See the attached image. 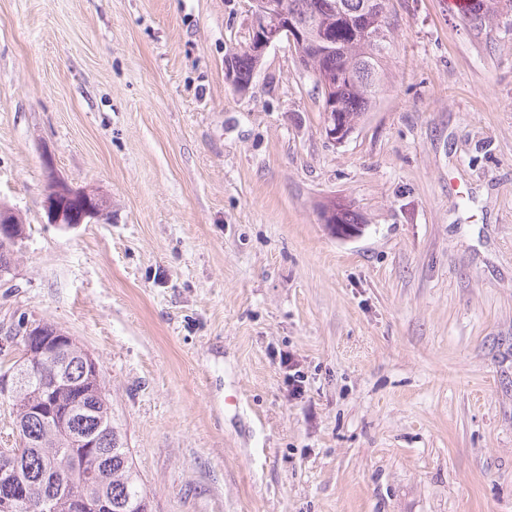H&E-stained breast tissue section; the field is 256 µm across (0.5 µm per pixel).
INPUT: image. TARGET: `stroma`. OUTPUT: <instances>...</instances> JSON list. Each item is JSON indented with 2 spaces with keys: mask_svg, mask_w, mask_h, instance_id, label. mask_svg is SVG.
Masks as SVG:
<instances>
[{
  "mask_svg": "<svg viewBox=\"0 0 512 512\" xmlns=\"http://www.w3.org/2000/svg\"><path fill=\"white\" fill-rule=\"evenodd\" d=\"M387 8L337 144L288 43L227 82L249 0H0V348L99 360L151 512H512V23ZM50 166L109 219L49 223ZM338 204L340 205V207H342L340 210L336 211V223H338V224H329V225L331 227L334 226V228L336 229V235H338V236L351 237V238L359 236L362 231L363 224H364L363 217L361 216V214L358 211L353 209L351 207V205H345V204H341V203H338ZM342 224H358L359 230L352 227V228H349L346 232L342 233L341 232ZM24 235L25 226L20 216L13 209L0 205V241L11 245L0 256V280L11 274L16 262L15 247L23 240Z\"/></svg>",
  "mask_w": 512,
  "mask_h": 512,
  "instance_id": "1",
  "label": "stroma"
}]
</instances>
